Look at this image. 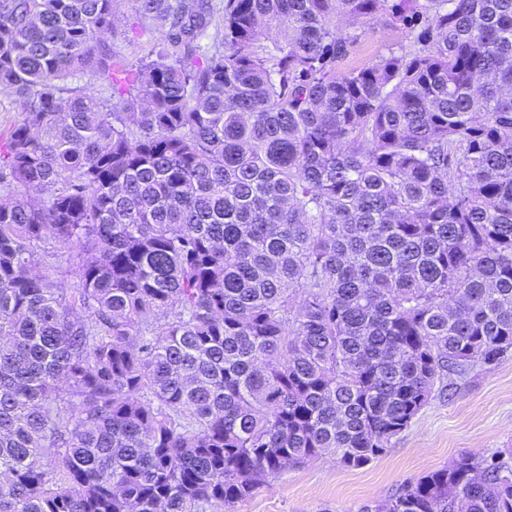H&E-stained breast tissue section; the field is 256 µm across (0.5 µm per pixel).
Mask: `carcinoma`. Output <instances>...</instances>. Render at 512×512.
I'll return each mask as SVG.
<instances>
[{"label":"carcinoma","mask_w":512,"mask_h":512,"mask_svg":"<svg viewBox=\"0 0 512 512\" xmlns=\"http://www.w3.org/2000/svg\"><path fill=\"white\" fill-rule=\"evenodd\" d=\"M128 2L134 64L116 0H0V512H223L512 357V0ZM377 512H512V452ZM114 19L112 34L104 35V39L112 46V51L120 58L131 62L143 55L150 46L158 44V34L152 28L143 30L137 26V37L131 33L133 18L131 5L127 0H119ZM364 28L350 54L338 63V71L348 72L366 67L391 48L409 44L410 39L404 30L388 18H380ZM40 270L48 276L49 281L56 287L71 288L77 283L74 261L68 253H59L57 258L50 260V265H41Z\"/></svg>","instance_id":"obj_1"}]
</instances>
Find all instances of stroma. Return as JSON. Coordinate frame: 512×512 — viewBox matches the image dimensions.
Returning a JSON list of instances; mask_svg holds the SVG:
<instances>
[{"label":"stroma","instance_id":"stroma-1","mask_svg":"<svg viewBox=\"0 0 512 512\" xmlns=\"http://www.w3.org/2000/svg\"><path fill=\"white\" fill-rule=\"evenodd\" d=\"M133 11L120 0L106 40L113 52L134 61L157 42L154 29L132 32ZM389 19L367 25L339 71L360 69L408 44ZM512 450V358L472 372L452 396L432 399L411 426L394 437L386 452L360 468L341 466L333 453L266 478L254 495L232 512H366L414 482L442 468L459 453L489 456Z\"/></svg>","mask_w":512,"mask_h":512}]
</instances>
